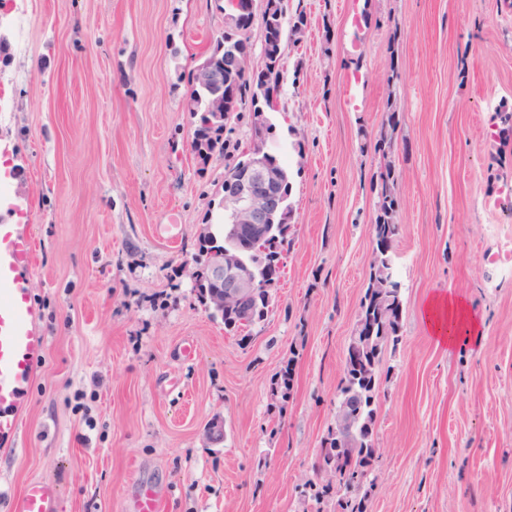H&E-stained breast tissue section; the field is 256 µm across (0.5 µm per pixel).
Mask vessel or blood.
Returning <instances> with one entry per match:
<instances>
[{"instance_id": "vessel-or-blood-1", "label": "vessel or blood", "mask_w": 512, "mask_h": 512, "mask_svg": "<svg viewBox=\"0 0 512 512\" xmlns=\"http://www.w3.org/2000/svg\"><path fill=\"white\" fill-rule=\"evenodd\" d=\"M0 149V446L10 447L20 430L19 414L48 348L40 327V309L26 277L34 258L28 225L14 223L19 207L8 191L15 171ZM0 498L10 512H58L59 491L50 481L27 483L12 494L8 481H0Z\"/></svg>"}]
</instances>
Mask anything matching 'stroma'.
I'll return each mask as SVG.
<instances>
[{
	"instance_id": "stroma-1",
	"label": "stroma",
	"mask_w": 512,
	"mask_h": 512,
	"mask_svg": "<svg viewBox=\"0 0 512 512\" xmlns=\"http://www.w3.org/2000/svg\"><path fill=\"white\" fill-rule=\"evenodd\" d=\"M225 4L23 0L20 49L0 24V144L48 338L0 474L16 492L56 483L59 512H135L143 485L163 512H315L301 489L375 246L382 167L363 144L384 140L403 313L380 357L366 512H512V0H284L286 21L307 20L283 41L270 115L290 245L263 319L237 332L196 286L225 161L195 159L186 110ZM437 295L479 335L441 345L424 320Z\"/></svg>"
}]
</instances>
